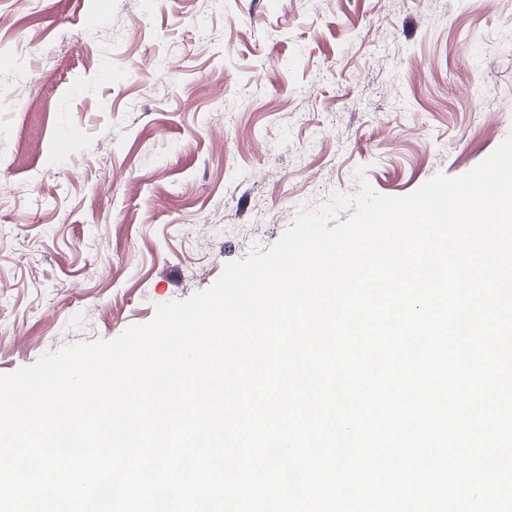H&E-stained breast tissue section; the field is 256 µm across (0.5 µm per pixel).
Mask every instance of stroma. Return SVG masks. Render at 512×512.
Listing matches in <instances>:
<instances>
[{
  "instance_id": "35a3bbf8",
  "label": "stroma",
  "mask_w": 512,
  "mask_h": 512,
  "mask_svg": "<svg viewBox=\"0 0 512 512\" xmlns=\"http://www.w3.org/2000/svg\"><path fill=\"white\" fill-rule=\"evenodd\" d=\"M1 73L4 374L207 290L357 167L471 170L512 134V0H0Z\"/></svg>"
}]
</instances>
